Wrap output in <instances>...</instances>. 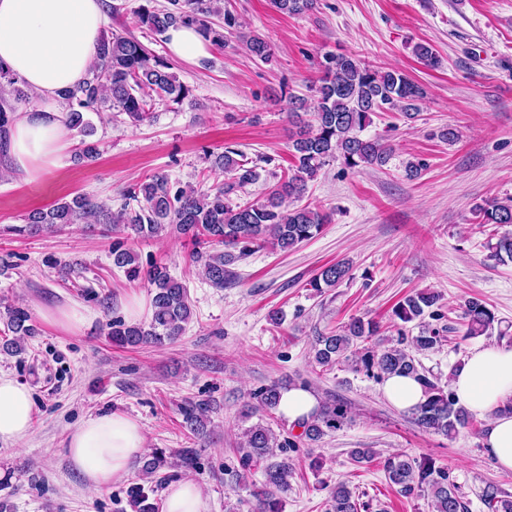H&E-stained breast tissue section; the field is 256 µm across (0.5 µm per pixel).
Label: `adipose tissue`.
<instances>
[{
  "label": "adipose tissue",
  "mask_w": 512,
  "mask_h": 512,
  "mask_svg": "<svg viewBox=\"0 0 512 512\" xmlns=\"http://www.w3.org/2000/svg\"><path fill=\"white\" fill-rule=\"evenodd\" d=\"M102 0H0V66L41 99L13 123L8 157L14 172L34 181L60 166L69 147L63 93L77 88L91 68L102 35ZM458 405L489 415L485 446L500 472L512 475V348L472 353L449 381ZM30 389L0 374V441L30 433ZM66 451L88 487L103 491L125 478L145 452L138 422L119 413L94 415L69 433Z\"/></svg>",
  "instance_id": "obj_1"
}]
</instances>
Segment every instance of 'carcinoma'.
Segmentation results:
<instances>
[{
	"mask_svg": "<svg viewBox=\"0 0 512 512\" xmlns=\"http://www.w3.org/2000/svg\"><path fill=\"white\" fill-rule=\"evenodd\" d=\"M272 5L289 14H301L315 8L317 0H271ZM219 12L204 0H168L161 9L140 8L139 24L148 31L163 35L177 24L197 25V30L209 37L212 28L208 17ZM319 106L315 123L299 127L291 136L292 149L297 159L296 172L269 189L265 198L255 203L233 204L230 194L254 183L259 174L253 167L234 158L235 150H227L220 157L228 181L212 191L195 188H173L168 177L156 174L149 181L126 191L124 203L117 217L112 208L88 196H75L47 209H35L28 214L27 224L14 226L17 234L55 232L68 224H110L116 222L134 234L157 237L175 232L198 247L193 252L200 263L202 275L212 286L224 287L227 266L249 253L267 246L281 250L292 249L315 237L327 222V215L308 206L289 207V199L300 198L329 157H339L349 167L361 164L382 167L387 164L392 148L380 139H365L361 132L370 123L374 112L391 109L413 119L419 112L418 102L423 89L397 69L375 70L345 55L325 57L323 75L317 86ZM190 90L170 72V65L149 52L136 38L113 32L99 41L96 63L80 86L64 94L68 106L67 128L80 136L78 157L93 161L99 154L98 145L89 140L94 135L93 125L86 119L89 112L115 110L126 115L136 125L146 120L154 98H169L179 103ZM29 93L17 86V80L0 67V134H5L13 123L15 108L10 100L21 101ZM482 224H512V197L493 199L477 207ZM217 245L219 249L201 251L202 245ZM493 256L502 261L512 260V234L502 235L492 246ZM112 263L124 269L132 280L142 278L151 288L152 314L148 324L128 325L115 318L108 323V336L120 347H138L144 344L163 346L177 340L192 319L186 287L174 278L166 265L156 261L143 267L137 254L118 240L112 245ZM349 273V266L337 262L321 269L309 282L316 292L341 283ZM440 296L430 290L417 291L398 303L394 316L403 323L424 317L427 309L438 304ZM0 320L6 324L12 337L4 340L0 349L10 354L22 350L21 340L36 334V327L26 308L6 304L0 311ZM465 336H482L493 329L495 315L479 298L472 297L462 312ZM378 326L361 318H354L337 333L319 334L313 346V362L320 368L332 369L345 361L355 363V370L363 371L378 380L391 375H411L422 385L425 401L410 409L414 421L423 429L451 437L469 426L471 414L456 404L451 394L439 386L437 378L426 374L415 354L436 348L441 337L439 330L429 324L421 326L415 336H400L397 345L376 351L358 349L357 345L378 335ZM284 386L271 383L254 394L260 409L275 420ZM208 405L186 400L179 411L186 426L195 434H202ZM347 421V410L337 400L326 401L307 419L294 423L301 429L299 435L278 438L271 424L256 423L243 432L240 442V467L234 472L235 484L246 480L252 467L260 463L271 448L282 453L311 445L341 429ZM186 469L196 467V453L192 448L166 452L155 450L142 461L141 473L149 478L172 466V459ZM384 470L389 481L406 498L428 497L433 512H468L464 495L449 473L435 465L429 457H416L404 451L390 453L384 459ZM263 485L253 491L256 500L254 512H282V503L274 497L273 489L288 488L292 467L288 458L268 464L263 471ZM152 489L136 483L129 493L139 512H156L150 501ZM481 499L490 512H512V499L501 494L493 485L485 487ZM361 503L344 483L330 490L328 512H359Z\"/></svg>",
	"mask_w": 512,
	"mask_h": 512,
	"instance_id": "carcinoma-1",
	"label": "carcinoma"
}]
</instances>
